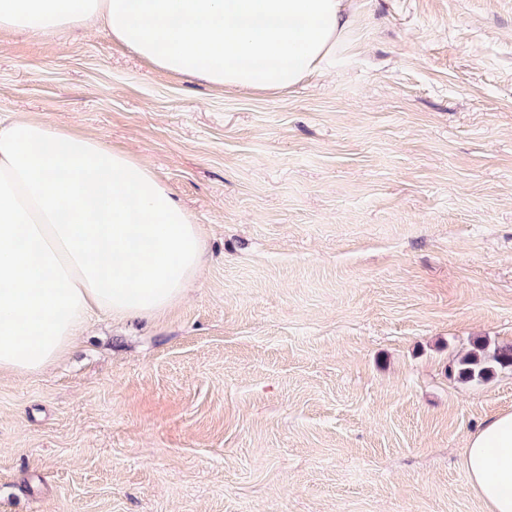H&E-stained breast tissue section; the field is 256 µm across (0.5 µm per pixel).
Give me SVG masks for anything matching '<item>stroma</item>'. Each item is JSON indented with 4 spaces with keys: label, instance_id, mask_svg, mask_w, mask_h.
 <instances>
[{
    "label": "stroma",
    "instance_id": "1",
    "mask_svg": "<svg viewBox=\"0 0 512 512\" xmlns=\"http://www.w3.org/2000/svg\"><path fill=\"white\" fill-rule=\"evenodd\" d=\"M0 115L152 167L204 232L151 318L0 374V512H487L512 411V0H350L283 93L171 77L92 26L0 35ZM497 365L512 366V347L497 349L492 355H483L480 349L471 351L458 360L454 372L460 379L472 381L487 377ZM465 467L487 512H512V411L488 419L471 435Z\"/></svg>",
    "mask_w": 512,
    "mask_h": 512
}]
</instances>
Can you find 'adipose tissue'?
Here are the masks:
<instances>
[{
  "mask_svg": "<svg viewBox=\"0 0 512 512\" xmlns=\"http://www.w3.org/2000/svg\"><path fill=\"white\" fill-rule=\"evenodd\" d=\"M344 0H0V31L90 25L170 74L281 92L322 72ZM202 232L131 153L22 118L0 124V373L58 361L95 311L155 316L202 269ZM465 467L487 512H512V411L471 435Z\"/></svg>",
  "mask_w": 512,
  "mask_h": 512,
  "instance_id": "adipose-tissue-1",
  "label": "adipose tissue"
}]
</instances>
